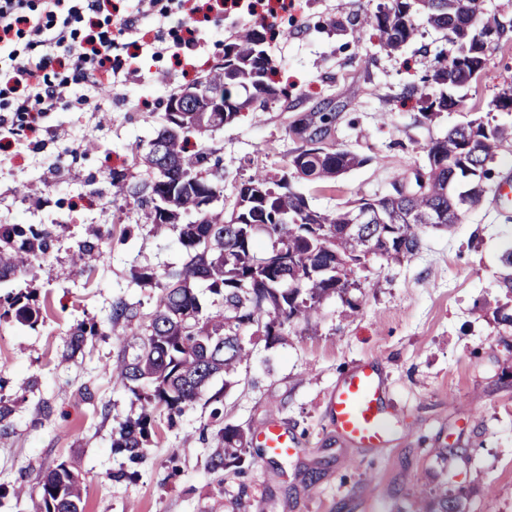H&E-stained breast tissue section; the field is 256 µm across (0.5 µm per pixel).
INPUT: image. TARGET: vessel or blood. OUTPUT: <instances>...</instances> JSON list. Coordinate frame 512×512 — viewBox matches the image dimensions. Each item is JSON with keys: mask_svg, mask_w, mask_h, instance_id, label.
Here are the masks:
<instances>
[{"mask_svg": "<svg viewBox=\"0 0 512 512\" xmlns=\"http://www.w3.org/2000/svg\"><path fill=\"white\" fill-rule=\"evenodd\" d=\"M383 397L384 382L373 363L353 368L337 385L329 405L337 432L361 448L387 447L394 426ZM257 441L259 447L273 455L289 454L296 446L288 431L276 424L262 430Z\"/></svg>", "mask_w": 512, "mask_h": 512, "instance_id": "b4317fda", "label": "vessel or blood"}]
</instances>
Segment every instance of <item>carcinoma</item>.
Listing matches in <instances>:
<instances>
[{"instance_id": "obj_1", "label": "carcinoma", "mask_w": 512, "mask_h": 512, "mask_svg": "<svg viewBox=\"0 0 512 512\" xmlns=\"http://www.w3.org/2000/svg\"><path fill=\"white\" fill-rule=\"evenodd\" d=\"M442 33L448 51L440 53L420 86L409 88L432 123L444 112L464 105L457 91L470 85L498 47L504 27L484 12L481 0H382L376 10L336 23L337 32L360 44L370 31L379 34L386 53L401 51L419 30L416 18ZM265 34L255 26L241 28L224 45V63L212 65L204 80L224 98L222 112H185L182 122L164 117L149 151L132 154L143 168L141 184L129 183L125 169L112 170L113 198L133 197L149 209L152 230H179L181 264L158 273L149 267L133 273L137 286L159 289L150 311L139 302L112 304L105 329L113 336L140 337L138 350L118 356L112 378L140 403L141 412L112 434V448L137 462L144 456L154 411L169 415L206 397L213 379L228 376L248 360L245 333L263 337L266 345L282 342L298 324L309 329L323 302L360 287L353 275L371 257L396 264L420 248L429 218L450 228L480 200L494 193L490 164L498 150L512 142V126L481 119L456 124L430 141L424 165L399 181L393 193L359 198L345 209L320 211L295 191L288 173L322 186L368 162L336 146L335 112H308L289 125V132L314 124L321 141L301 145L280 173L256 170L239 178L232 208L205 207L208 194H221L214 180L220 159L190 145L189 136L214 131L237 120L251 105L278 93L270 83L272 60ZM359 225L356 230L348 225ZM270 247L256 251L257 237ZM59 232L55 225H0V288L41 267L52 254ZM78 261L91 271L106 257L104 234L97 230L78 244ZM30 328L41 307L23 292L0 294V319ZM97 323H81L71 333L72 352L98 333ZM244 431L226 424L218 430L210 458L214 469L241 473L254 463ZM42 512H83L82 490L65 463L41 480ZM435 506L424 512H462L448 490L433 493Z\"/></svg>"}]
</instances>
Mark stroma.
Returning a JSON list of instances; mask_svg holds the SVG:
<instances>
[{
	"mask_svg": "<svg viewBox=\"0 0 512 512\" xmlns=\"http://www.w3.org/2000/svg\"><path fill=\"white\" fill-rule=\"evenodd\" d=\"M55 18L75 40L111 32L119 82L111 97L75 78L61 52L29 36L19 54L52 60L50 78H68L69 96L39 114L30 129L0 131V224H67L35 279L13 282L46 310L35 328L0 321V399L13 413L0 424V512H36L42 476L60 463L78 466L84 512H419L425 491L447 488L463 512H512V327L497 321L504 302L501 256L512 247V201L484 197L452 230L429 229L413 256L386 265L372 259L346 299L323 304L318 325L295 328L282 343L257 342L236 382L216 378V404L198 402L176 425L165 409L133 479L115 482L126 465L112 450V432L140 406L108 372L135 337L96 335L79 352L69 338L78 323H106L118 299L150 308L155 288L132 286L133 268L158 270L184 258L177 232L156 236L147 208L113 201L112 169L129 167L136 145H147L163 122L166 99L202 78L224 46L258 13L233 0H196V48L175 60L169 45L182 31L174 19L138 20V0H108L88 13L84 0ZM377 0H287L265 48L287 96L245 112L202 135L198 143L222 160L225 207L242 174L282 170L300 145L288 127L306 112H335L336 144L368 159L329 187L294 180L313 208L332 211L360 197L392 192L398 179L423 164L424 147L449 126L472 119L512 123V112L490 102L512 87V0H484L507 32L485 70L465 91V107L434 123L423 120L403 88L419 82L443 33L422 27L398 55L367 41L355 46L333 21L374 9ZM120 16L135 26L116 32ZM105 233L107 260L81 271L74 251L88 226ZM360 306L350 316L348 301ZM376 359L385 401L397 430L388 449L358 448L332 427L328 402L357 363ZM254 438L277 422L297 438L285 456L264 455L237 475L211 469L219 423ZM24 486L15 499L9 490Z\"/></svg>",
	"mask_w": 512,
	"mask_h": 512,
	"instance_id": "stroma-1",
	"label": "stroma"
}]
</instances>
